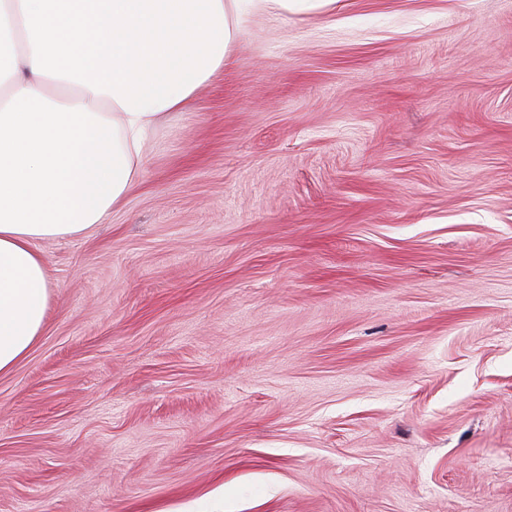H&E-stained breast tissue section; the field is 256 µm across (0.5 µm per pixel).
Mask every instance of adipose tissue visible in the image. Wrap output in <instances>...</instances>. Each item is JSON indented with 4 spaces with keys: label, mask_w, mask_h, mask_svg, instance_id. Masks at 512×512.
Returning a JSON list of instances; mask_svg holds the SVG:
<instances>
[{
    "label": "adipose tissue",
    "mask_w": 512,
    "mask_h": 512,
    "mask_svg": "<svg viewBox=\"0 0 512 512\" xmlns=\"http://www.w3.org/2000/svg\"><path fill=\"white\" fill-rule=\"evenodd\" d=\"M329 2L0 0V373L44 328L38 242L84 235L129 192L159 117L231 61L243 14Z\"/></svg>",
    "instance_id": "ef3b65f1"
}]
</instances>
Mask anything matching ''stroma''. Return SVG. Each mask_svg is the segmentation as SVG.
Segmentation results:
<instances>
[{
	"label": "stroma",
	"instance_id": "1",
	"mask_svg": "<svg viewBox=\"0 0 512 512\" xmlns=\"http://www.w3.org/2000/svg\"><path fill=\"white\" fill-rule=\"evenodd\" d=\"M39 248L0 512H512V0L247 15Z\"/></svg>",
	"mask_w": 512,
	"mask_h": 512
}]
</instances>
